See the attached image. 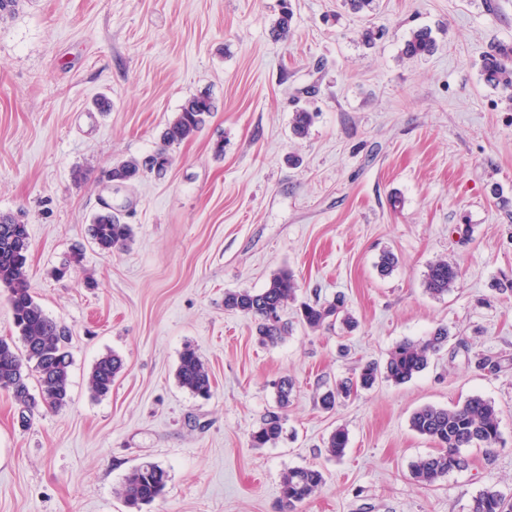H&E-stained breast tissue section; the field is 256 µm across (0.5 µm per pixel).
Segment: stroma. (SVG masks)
Here are the masks:
<instances>
[{"instance_id":"1","label":"stroma","mask_w":512,"mask_h":512,"mask_svg":"<svg viewBox=\"0 0 512 512\" xmlns=\"http://www.w3.org/2000/svg\"><path fill=\"white\" fill-rule=\"evenodd\" d=\"M291 4L285 40L270 35L280 0H20L0 20V214L27 224L31 293L72 332L69 406L24 428L0 390V512H128L116 490L145 461L168 482L142 512H277L283 474L306 466L325 482L302 512H470L488 489L512 500V293L494 288L512 278V213L498 205L512 200V100L481 72L491 45L512 44V0ZM369 26L384 35L368 46ZM420 27L436 51L403 57ZM201 92L215 110L171 147L165 176L109 187L102 171L156 151ZM301 107L316 117L299 139ZM107 205L133 228L112 255L90 235ZM385 251L398 258L387 275ZM441 258L461 275L437 298L424 275ZM284 268L298 301L344 293L357 328L309 330L291 304V334L259 343L224 295ZM440 325L447 344L410 381L321 408L326 387ZM188 346L210 399L175 378ZM110 352L124 369L93 397ZM284 376L287 436L251 447ZM471 396L500 412L501 443L464 449L466 468L421 487L411 465L438 447L412 414ZM339 427L336 460L324 441ZM124 366L122 358L112 352L99 358L90 374V388L96 397H105L112 391L115 379Z\"/></svg>"}]
</instances>
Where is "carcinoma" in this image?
I'll return each mask as SVG.
<instances>
[{
    "label": "carcinoma",
    "mask_w": 512,
    "mask_h": 512,
    "mask_svg": "<svg viewBox=\"0 0 512 512\" xmlns=\"http://www.w3.org/2000/svg\"><path fill=\"white\" fill-rule=\"evenodd\" d=\"M293 13L288 0H281L278 17L270 34L285 39L291 29ZM436 41L431 29L421 27L406 40L402 54L408 58L425 56L435 49ZM485 81L492 87L502 86L512 90V45L498 44L483 60ZM214 111L210 96L201 94L189 98L176 117L161 133L163 147L152 154V170L161 176L171 164L168 147L193 138L208 122ZM313 114L301 109L294 113L292 130L295 136L304 137L312 123ZM145 171L139 159L118 161L105 173L112 181L130 185ZM91 237L98 250L113 254L124 247L132 237L131 225L121 222L119 216L107 208L98 213L91 224ZM30 239L27 225L11 215H0V285L9 292L8 301L23 349L14 342L0 338V390L10 392L23 410L33 412L38 405L59 411L70 403L69 368L67 351L69 330L50 318L30 291L26 265ZM460 277L459 266L446 259L430 264L424 285L433 296L448 292ZM297 284L286 270L275 273L265 288L258 292L249 290L227 292L224 307L237 310L254 318L258 339L263 344H277L291 331L281 312L288 301L294 299ZM344 297L338 295L331 301L301 306L302 323L313 331L330 327L339 322L354 326L353 318L344 311ZM448 328L437 327L418 341L405 340L392 348L384 365L376 362L364 364L357 377L361 387L373 386L379 376L402 384L411 380L429 364L447 343ZM124 366L122 358L112 352L99 358L90 374V388L97 397L112 391L115 379ZM36 377L38 395L30 393L29 379ZM178 383L192 394L206 398L211 395L210 372L202 358L190 347L183 350L176 370ZM350 381H341L319 395L323 409L331 410L338 402L349 397ZM276 407L267 411L259 425L250 434L253 448L272 447L284 433L286 408L293 391V381L283 377L273 383ZM411 428L439 447V452L418 459L411 466L414 480L423 487H431L448 473L468 465L462 454L464 448H493L501 441L499 411L486 399L474 396L452 408L426 406L416 411L410 419ZM347 430H334L325 443L330 456L341 458L348 447ZM168 474L161 466L144 462L135 467L124 479L117 495L126 507L140 512L142 506L151 504L165 495ZM324 474L316 467H297L284 473L281 481L278 512H301V507L320 489ZM470 512H512V503L499 492L487 489L479 494Z\"/></svg>",
    "instance_id": "cac0c4a2"
}]
</instances>
